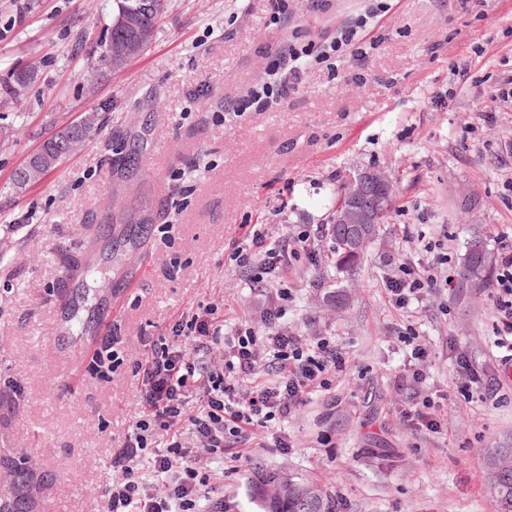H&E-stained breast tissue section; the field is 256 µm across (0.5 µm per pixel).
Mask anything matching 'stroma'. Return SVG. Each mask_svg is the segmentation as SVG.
I'll return each mask as SVG.
<instances>
[{
	"instance_id": "35a3bbf8",
	"label": "stroma",
	"mask_w": 512,
	"mask_h": 512,
	"mask_svg": "<svg viewBox=\"0 0 512 512\" xmlns=\"http://www.w3.org/2000/svg\"><path fill=\"white\" fill-rule=\"evenodd\" d=\"M171 0L152 43L88 92L84 49L106 35L112 0H0V505L22 512H106L112 456L140 410L137 362L174 323L214 308L226 327L263 329L273 283L247 280L234 257L253 225L270 236L332 224L355 171L385 172L396 201L355 276L300 257L282 274L289 331L329 336L345 361L287 422L227 449L209 484L224 512H258L256 466L313 481L335 512H498L486 451L512 448V383L498 400L464 384L469 356L499 374L491 283L460 272L468 241L512 245V0H391L351 56L306 71L261 112L226 101L270 81L288 46L321 45L366 0ZM35 81L22 98L14 71ZM111 104L106 124L41 182L12 174L47 137ZM448 263L416 312L386 282L402 250ZM342 289L343 308L327 301ZM430 357L425 388L443 397L434 433L403 416L394 386L404 336ZM124 362L94 366L104 337ZM288 440L275 447L276 438Z\"/></svg>"
}]
</instances>
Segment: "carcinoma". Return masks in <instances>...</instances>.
I'll return each mask as SVG.
<instances>
[{
	"label": "carcinoma",
	"mask_w": 512,
	"mask_h": 512,
	"mask_svg": "<svg viewBox=\"0 0 512 512\" xmlns=\"http://www.w3.org/2000/svg\"><path fill=\"white\" fill-rule=\"evenodd\" d=\"M114 9L104 39L88 48V56L94 60L87 77L89 83H94L102 73L101 61L105 49L110 45L125 43L129 49L125 55L112 65L120 69L126 63L143 51L152 41L159 23L168 6V0H113ZM140 15V27L137 30L128 28L116 20L124 18L132 12ZM105 116L102 109L91 110L76 123H71L51 135L44 141L39 152L42 157L35 164L23 166L25 177L22 180L12 179L17 190L42 180L49 172L58 167L66 156L59 151L52 153L47 148L78 133L82 139H87L104 124ZM356 228L352 224H334L331 227L335 247L331 259L337 270L350 272L359 265L361 256L346 249V241L354 235ZM491 257L483 238L473 237L467 246L465 268L477 270L486 276L491 268L485 266V258ZM490 479L495 487L498 512H512V448H496L488 457ZM250 493L253 499L259 501L264 512H332L330 505L322 499L317 487L305 480L294 479L286 473L261 471L250 482Z\"/></svg>",
	"instance_id": "cac0c4a2"
}]
</instances>
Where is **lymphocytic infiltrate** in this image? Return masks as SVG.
I'll return each mask as SVG.
<instances>
[{
    "label": "lymphocytic infiltrate",
    "mask_w": 512,
    "mask_h": 512,
    "mask_svg": "<svg viewBox=\"0 0 512 512\" xmlns=\"http://www.w3.org/2000/svg\"><path fill=\"white\" fill-rule=\"evenodd\" d=\"M386 9V0H371L364 13L343 26L330 45L288 46L274 64L273 81L232 103L231 112L258 110L270 98L287 97L311 62L326 61L345 48H352L354 59L364 60L362 34ZM324 235L325 229L319 225L271 242L265 230H254L252 243L262 250L256 265L261 273L278 277L292 259L314 254ZM445 263L441 254L428 267L401 263L400 277L387 283L395 305L408 308L422 303L429 292L440 288L437 269ZM497 268L492 285L498 318L497 346L504 351L502 365L512 366V246L498 252ZM287 298V289L281 288L269 301L264 309L267 331L263 334L245 323L231 336H224L223 325L207 314L179 321L174 334L193 337L197 350L223 344V359L216 364L190 357L166 338L152 341L150 357L137 366L142 377L140 416L112 457L117 478L107 491V512H224L223 500L212 499L205 488L203 469L223 464L225 446L249 441L250 430L293 416L312 391L327 388L329 375L342 363L331 338L309 342L280 329ZM269 365L278 369V379L254 381V374ZM196 387L202 389L203 396L194 408L189 398ZM158 428L167 431L168 436L162 450L154 455L153 478L148 481L136 462L149 447L150 432ZM186 429L194 435V445L183 440Z\"/></svg>",
    "instance_id": "lymphocytic-infiltrate-1"
}]
</instances>
